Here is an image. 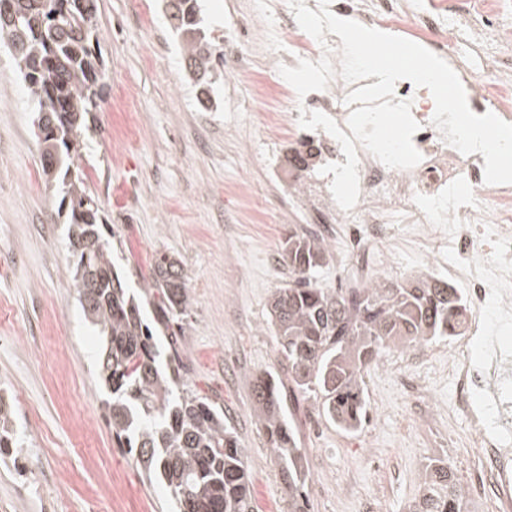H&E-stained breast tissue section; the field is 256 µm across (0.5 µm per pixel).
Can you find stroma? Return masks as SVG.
<instances>
[{
    "mask_svg": "<svg viewBox=\"0 0 512 512\" xmlns=\"http://www.w3.org/2000/svg\"><path fill=\"white\" fill-rule=\"evenodd\" d=\"M97 6L100 127L83 136L78 164L114 234L112 260L134 293L155 253L182 262L192 295L181 337L185 379L235 427L256 512H288L252 382L278 366L269 301L288 279L282 245L305 226L265 181L248 197L238 193L250 167L225 135L224 115L238 113L262 149L251 84L218 82L212 108H202L162 0ZM36 123L15 62L0 51V388L12 397L23 447L17 463L0 461V512H166L165 491L148 484L103 418L98 336L70 286L66 229L42 173ZM404 353V344H391L383 366L364 371L377 414L358 431L320 419L314 401L294 406L311 512H354L360 498L382 512H410L429 460H446L459 477L477 461L470 422L453 407L447 341L431 360L407 359L443 410L430 430L399 382Z\"/></svg>",
    "mask_w": 512,
    "mask_h": 512,
    "instance_id": "1",
    "label": "stroma"
}]
</instances>
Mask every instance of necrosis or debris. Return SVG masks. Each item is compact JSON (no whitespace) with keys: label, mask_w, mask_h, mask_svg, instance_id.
Returning <instances> with one entry per match:
<instances>
[{"label":"necrosis or debris","mask_w":512,"mask_h":512,"mask_svg":"<svg viewBox=\"0 0 512 512\" xmlns=\"http://www.w3.org/2000/svg\"><path fill=\"white\" fill-rule=\"evenodd\" d=\"M290 38L272 50L273 37L255 12L239 15L236 35L224 38L225 54L235 57L226 82L249 77L245 55L264 53L265 68L297 67L299 60L341 53L333 34L317 42L297 33L288 0H269ZM330 10L367 27L383 28L417 40L457 73L470 109L493 112L512 122V11L503 0H331ZM479 49L478 65L455 51L458 40ZM275 90L279 106L265 107L266 89L255 95L265 151L258 173L302 217L319 216L314 232L341 237L351 263L350 281L379 279L387 260L386 241L394 235L423 242L441 253L438 265L458 288L464 322L453 342L448 372L455 382L454 406L475 424L472 442L480 448L469 478L472 493L492 497L498 512H512V184L483 181L482 154L465 155L447 144L432 123L435 102L428 88L409 81L396 96L411 100L420 129L412 141L422 160L410 169H391L354 139L344 99L353 87L333 76L321 91L296 100L287 81ZM289 140H282L283 131ZM287 143L298 163L284 167L277 148Z\"/></svg>","instance_id":"1"}]
</instances>
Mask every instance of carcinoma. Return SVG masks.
Listing matches in <instances>:
<instances>
[{"instance_id": "carcinoma-1", "label": "carcinoma", "mask_w": 512, "mask_h": 512, "mask_svg": "<svg viewBox=\"0 0 512 512\" xmlns=\"http://www.w3.org/2000/svg\"><path fill=\"white\" fill-rule=\"evenodd\" d=\"M172 32L199 92L211 96L216 61L224 58L203 25L199 0H164ZM0 40L12 52L44 120L39 134L47 182L67 208L71 287L102 340L100 378L110 392L105 419L118 447L127 449L150 482L163 485L176 512H254L244 450L224 410L185 389L184 349L178 336L191 307L181 261L158 254L143 277L152 306L128 293L112 262V235L101 207L78 170L80 138L97 111L103 61L97 0H0ZM329 246L311 233H294L283 244L288 285L270 302L281 371L255 376L253 397L267 443L288 488V512H309L308 471L297 447L287 405L313 400L346 431L366 419L362 373L390 343L430 342L454 336L463 303L448 282L419 275L403 282L378 281L336 290L320 288L315 272ZM166 345L160 346L155 333ZM13 407L0 396V457L20 452ZM411 512H466L465 494L448 463L436 460L423 473Z\"/></svg>"}]
</instances>
